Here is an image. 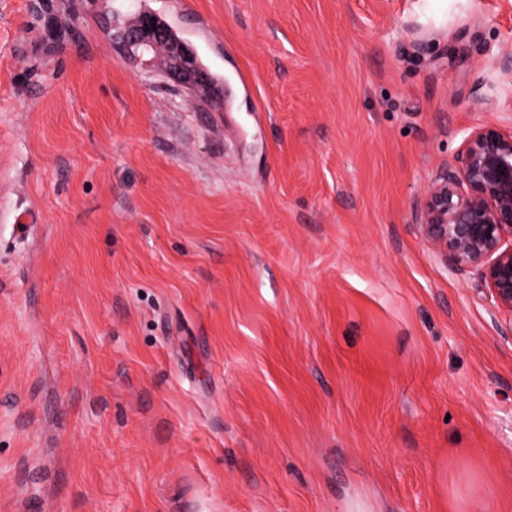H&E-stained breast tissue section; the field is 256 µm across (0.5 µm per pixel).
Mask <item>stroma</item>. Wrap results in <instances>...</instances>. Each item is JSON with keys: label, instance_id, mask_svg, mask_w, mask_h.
Instances as JSON below:
<instances>
[{"label": "stroma", "instance_id": "1", "mask_svg": "<svg viewBox=\"0 0 512 512\" xmlns=\"http://www.w3.org/2000/svg\"><path fill=\"white\" fill-rule=\"evenodd\" d=\"M486 124L512 0H0V512H512V343L415 224ZM155 14L143 11L119 33V44L129 57L157 63L173 83L197 95L214 88L218 78L207 72L197 53L183 40L173 36L170 27ZM155 24L156 30H153ZM160 60V62H159ZM159 62V63H158Z\"/></svg>", "mask_w": 512, "mask_h": 512}]
</instances>
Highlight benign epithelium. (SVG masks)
Listing matches in <instances>:
<instances>
[{"label": "benign epithelium", "mask_w": 512, "mask_h": 512, "mask_svg": "<svg viewBox=\"0 0 512 512\" xmlns=\"http://www.w3.org/2000/svg\"><path fill=\"white\" fill-rule=\"evenodd\" d=\"M125 53L148 57L173 83L197 95L214 88L197 53L147 11L118 35ZM415 223L452 272L474 271L512 340V129L476 127L452 170L425 187Z\"/></svg>", "instance_id": "7a95c632"}]
</instances>
